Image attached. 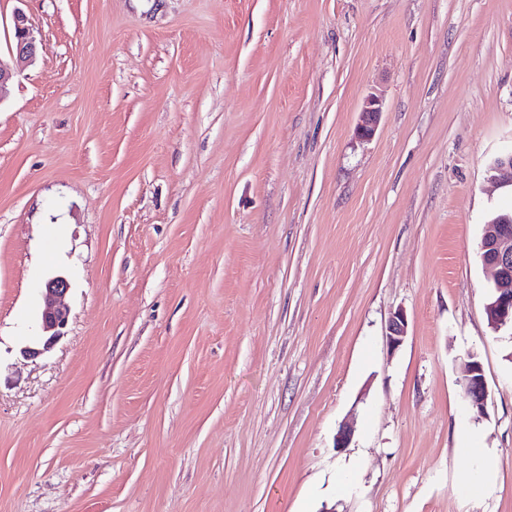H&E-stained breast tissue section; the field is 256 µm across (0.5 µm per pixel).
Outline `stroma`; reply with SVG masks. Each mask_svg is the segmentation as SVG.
Instances as JSON below:
<instances>
[{
	"label": "stroma",
	"mask_w": 512,
	"mask_h": 512,
	"mask_svg": "<svg viewBox=\"0 0 512 512\" xmlns=\"http://www.w3.org/2000/svg\"><path fill=\"white\" fill-rule=\"evenodd\" d=\"M18 9L43 47L0 99V512H512L479 256L512 211V0H0L1 55ZM55 275L68 325L29 358ZM381 112V100L376 96H369L360 111L357 125V134L361 139L368 140L375 133ZM407 336V318L402 311L395 312L386 327L387 344L390 351H396ZM464 397L471 410L483 414L487 401V385L481 362L475 355L467 356L461 367Z\"/></svg>",
	"instance_id": "35a3bbf8"
}]
</instances>
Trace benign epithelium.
<instances>
[{
	"instance_id": "obj_1",
	"label": "benign epithelium",
	"mask_w": 512,
	"mask_h": 512,
	"mask_svg": "<svg viewBox=\"0 0 512 512\" xmlns=\"http://www.w3.org/2000/svg\"><path fill=\"white\" fill-rule=\"evenodd\" d=\"M14 42L9 54L12 63L0 59V101L3 100L8 83L15 70L33 60L38 52V41L34 28L26 16L17 11L13 15ZM382 112L381 100L368 97L360 111L357 134L368 140L375 133ZM492 179L500 184L512 186V151L498 157L491 166ZM481 261L491 272L490 293L493 302L487 312L496 329L512 328V218H501L485 224L480 242ZM69 291V282L62 275L49 280L42 289L44 309L41 329L44 333L42 347L25 351L30 357H37L49 351L64 335L68 324V310L63 299ZM407 336L406 315L398 311L388 320L386 327L387 344L390 351H396ZM464 397L471 410L477 414L485 411L487 385L481 362L470 354L461 367Z\"/></svg>"
}]
</instances>
